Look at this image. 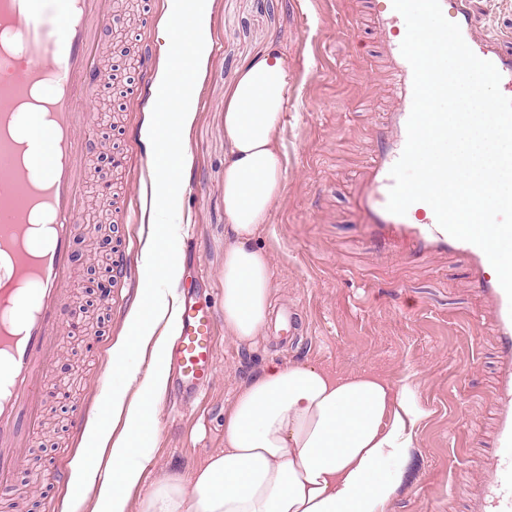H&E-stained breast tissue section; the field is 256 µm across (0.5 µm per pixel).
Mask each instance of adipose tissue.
<instances>
[{"instance_id": "adipose-tissue-1", "label": "adipose tissue", "mask_w": 512, "mask_h": 512, "mask_svg": "<svg viewBox=\"0 0 512 512\" xmlns=\"http://www.w3.org/2000/svg\"><path fill=\"white\" fill-rule=\"evenodd\" d=\"M212 0H196L190 25L162 24L168 86L185 57L211 44ZM293 78L277 39L238 69L224 111V328L253 346L271 311L269 255L256 238L282 192L279 132ZM185 97L178 125L149 113V210L162 233L141 252L142 297L111 351L118 385L102 383L97 426L72 463L70 495L90 512H388L421 417L411 381L362 371L336 375L308 362L269 361L237 391L224 413V447L189 476L167 475L141 488L155 453L157 408L167 388L165 352L177 332L180 261L169 246L182 216L187 160L183 133L196 118Z\"/></svg>"}]
</instances>
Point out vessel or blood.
<instances>
[{"mask_svg":"<svg viewBox=\"0 0 512 512\" xmlns=\"http://www.w3.org/2000/svg\"><path fill=\"white\" fill-rule=\"evenodd\" d=\"M383 48L382 59L396 106L388 112L381 146L368 166V186L359 198L362 232L371 241L399 238L418 253L447 251L462 255L475 285L490 302L499 340L497 453L484 478L476 512H512V303L491 264L474 244L441 229L433 209L413 204L406 215L386 211L390 170L407 140L413 73L400 46L403 16L392 0H363ZM445 17L458 24L470 49L494 64L500 90L512 98V49L501 37L476 36L469 0H440ZM112 0H67L51 17L41 0H0V504L11 493V473L41 419L42 373L56 351V329L64 314V289L73 262L71 242L83 202L88 137L87 105L98 82V44L103 24L111 22ZM153 57L142 54L138 100L175 122L179 97L159 94L148 78ZM51 88L41 111L52 144L39 171L29 167L42 143L18 138L20 110L31 92ZM179 335L172 355L179 383L201 390L214 376L212 331L215 312L183 301Z\"/></svg>","mask_w":512,"mask_h":512,"instance_id":"1","label":"vessel or blood"}]
</instances>
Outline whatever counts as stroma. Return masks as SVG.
Returning <instances> with one entry per match:
<instances>
[{"label": "stroma", "mask_w": 512, "mask_h": 512, "mask_svg": "<svg viewBox=\"0 0 512 512\" xmlns=\"http://www.w3.org/2000/svg\"><path fill=\"white\" fill-rule=\"evenodd\" d=\"M164 2L115 0L122 33L101 38L104 87L89 107L95 134L85 151L83 218L135 262L148 227L139 212L149 147L130 135L147 110L129 89L142 48L160 47ZM145 11L153 18L148 27L141 24ZM361 15L360 0H214L211 51L185 137L194 179L184 184V222L172 244L182 261L181 291L223 314L224 104L236 70L274 37L284 45L295 88L280 133L283 191L256 243L271 259L273 306L293 311L296 329L266 333L245 348L216 321L215 377L198 392L170 382L146 481L188 475L223 448L224 411L239 384L266 362H310L342 374L368 370L394 383L411 378L423 415L391 512H474L493 458L498 338L461 258L418 255L399 241L380 251L361 233L354 199L394 104L377 38ZM116 43L129 54L113 64L106 57ZM105 112L112 128L101 125ZM109 274L102 254L73 266L66 307L79 310L81 328L60 331L51 368L71 371L81 384L68 388L65 401L43 394V424L13 478L16 512H63L68 485L55 470L70 468L83 444L71 421L81 414L94 422L88 401L112 375L110 350L139 297L135 287L113 288L106 299L88 292L90 279Z\"/></svg>", "instance_id": "35a3bbf8"}]
</instances>
